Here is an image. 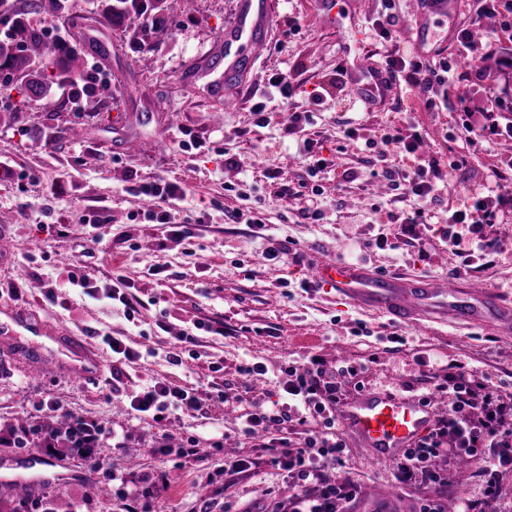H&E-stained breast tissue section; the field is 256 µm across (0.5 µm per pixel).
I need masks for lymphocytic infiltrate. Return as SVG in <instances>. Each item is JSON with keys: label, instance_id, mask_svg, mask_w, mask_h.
I'll return each instance as SVG.
<instances>
[{"label": "lymphocytic infiltrate", "instance_id": "obj_1", "mask_svg": "<svg viewBox=\"0 0 512 512\" xmlns=\"http://www.w3.org/2000/svg\"><path fill=\"white\" fill-rule=\"evenodd\" d=\"M384 69L392 81L404 83L417 92L429 110L437 107L431 95L434 85L469 77L468 72L455 71L448 61L432 63L416 56L387 57ZM461 132L469 146L478 148L499 138L511 139L512 119L501 120L499 113L493 111L477 118L466 111L462 114ZM466 162L462 154L446 163L435 157L424 158L403 180L397 179L394 171L382 170V177L390 181L393 189H406L419 202L418 207L407 213L405 223H426L428 202L437 198L449 184L452 172L460 170ZM135 192L156 203V210L150 213L153 222L164 225L168 237L184 242L186 254L195 256L188 225L169 223L166 212L158 208L159 203L183 194V187L153 181L136 186ZM498 213V196L475 194L441 227L449 251L461 258L463 267L499 253V244L485 232L486 226L496 223ZM356 374V368L336 370L319 357H312L305 368L289 366L282 406L269 409L257 402L244 415L242 432L250 438L268 435L271 427L288 425V435H268L264 449L271 465L285 466L299 478L294 512H345L353 496L351 486L337 478L336 466L345 446L338 413L346 401L348 380ZM436 392L446 395L448 409L416 446L397 458V481L409 483L419 479L430 485L432 491L424 495L420 512H445L441 490L448 486L450 475L438 468L437 461L466 455L481 463L483 492L479 499L464 500L462 512H501L500 480L512 472V403L503 401L499 385L477 377L456 360L449 362L447 373L435 384L433 393ZM433 393L424 394V401H431ZM130 404L141 412H162L172 404L191 411L197 406V397L193 389L160 382L131 395Z\"/></svg>", "mask_w": 512, "mask_h": 512}]
</instances>
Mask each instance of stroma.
Returning a JSON list of instances; mask_svg holds the SVG:
<instances>
[{
	"mask_svg": "<svg viewBox=\"0 0 512 512\" xmlns=\"http://www.w3.org/2000/svg\"><path fill=\"white\" fill-rule=\"evenodd\" d=\"M237 2L195 0L188 12L183 0H165L161 24L143 43L139 20L107 21L99 0H69L62 17H29L47 30L69 26L67 43H104L109 58L90 63L112 93L94 112L76 110L70 87L58 78L43 100L16 91L0 95V323L18 315L27 322L0 332V463L18 462L13 441L20 427L51 426L60 410L95 427L103 455L95 467L66 443L36 450L48 481L33 490L28 512H127L132 505L139 512H287L298 490L295 473L270 467L259 441L242 434L239 417L252 401H278L282 364L301 365L314 354L332 366L357 368V381L373 391L423 394L433 374L458 359L512 393V333L393 322L329 289L300 285L315 262L339 260L382 273L454 276L464 287L512 298V207L502 206L498 223L488 228L501 254L474 261L467 273L456 274L461 258L435 233L467 195L494 188L491 170L512 171V141L469 154L467 167L429 204L430 223L408 230L387 218L412 211L414 199L376 175L383 167L404 173L414 166L380 144L390 126L423 133L421 154L446 161L463 152L458 103L483 112L490 95L512 87V15L482 18L481 0H459L447 14L431 15L429 40L418 49L400 25L392 40L380 37V0H338L335 28L317 18L315 0H275L266 44L239 88L243 103L228 111L204 72ZM465 29L482 47L472 61L459 56ZM415 51L480 76L435 87L432 111L406 89H391L372 108L358 99L367 82L358 58L380 67L387 56ZM281 74L297 85L287 99L271 94ZM255 96L270 99L262 127L247 105ZM306 111L314 114L307 137L334 161L322 176L323 195L311 200L300 194L309 176L299 142L284 133L288 115ZM85 127L94 138L76 140ZM349 127L358 139L345 137ZM186 131L207 150L182 151ZM128 139L139 142L136 154L125 152ZM156 180L185 188L184 198L164 208L172 222L189 223L195 256L166 239L148 220L146 201L130 191ZM309 206L322 219L305 217ZM250 208L261 211L265 235L234 222L236 211ZM94 211L104 220L97 230L85 222ZM380 233L390 247L364 249ZM271 238L300 252L302 262L265 259ZM157 265L163 271L156 275ZM119 274L130 282L135 313L107 296ZM219 322L220 335L212 330ZM42 324L85 340L104 358L102 371L85 378L68 373L53 362L49 343L45 366L30 376L28 351ZM184 332L194 345L182 347ZM393 334L399 342H390ZM107 336L139 359L112 368ZM258 362L266 375L252 373ZM158 382L195 388L198 408L156 416L129 405L127 394ZM220 390L226 400L217 399ZM191 439L207 449L205 463L177 456ZM234 459L250 460L249 470L225 474ZM338 471L359 490L353 512L420 510L419 487L395 484L393 463L374 459L354 438L346 440Z\"/></svg>",
	"mask_w": 512,
	"mask_h": 512,
	"instance_id": "35a3bbf8",
	"label": "stroma"
}]
</instances>
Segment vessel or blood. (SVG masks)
I'll list each match as a JSON object with an SVG mask.
<instances>
[{
  "label": "vessel or blood",
  "mask_w": 512,
  "mask_h": 512,
  "mask_svg": "<svg viewBox=\"0 0 512 512\" xmlns=\"http://www.w3.org/2000/svg\"><path fill=\"white\" fill-rule=\"evenodd\" d=\"M448 9L447 0H416L417 22L410 29L417 43L428 36L426 20ZM272 24L268 0H240L238 14L224 41V70L238 72L254 62ZM313 277L337 297L356 306L381 312L401 323H442L447 319L473 325L496 316L502 330L512 329V302L473 291L453 282L403 274H378L341 261L316 264ZM73 375L87 376L103 367L100 356L63 347ZM435 411L413 395L364 391L342 407L343 427L361 447L379 460H392L415 446L431 424Z\"/></svg>",
  "instance_id": "vessel-or-blood-1"
}]
</instances>
